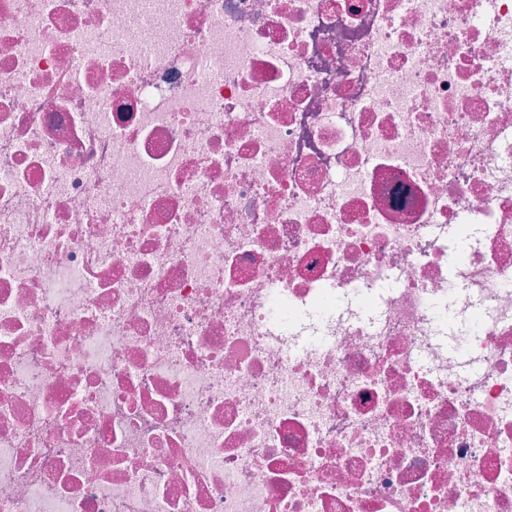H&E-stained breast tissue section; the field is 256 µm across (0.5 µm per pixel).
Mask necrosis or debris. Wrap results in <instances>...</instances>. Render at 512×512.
Returning <instances> with one entry per match:
<instances>
[{"instance_id":"1","label":"necrosis or debris","mask_w":512,"mask_h":512,"mask_svg":"<svg viewBox=\"0 0 512 512\" xmlns=\"http://www.w3.org/2000/svg\"><path fill=\"white\" fill-rule=\"evenodd\" d=\"M0 512H512V0H0Z\"/></svg>"}]
</instances>
